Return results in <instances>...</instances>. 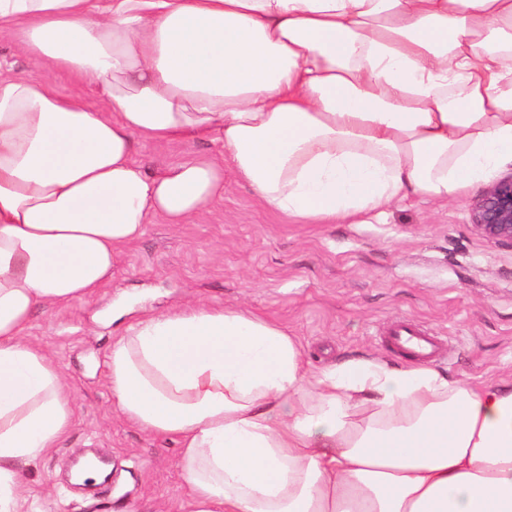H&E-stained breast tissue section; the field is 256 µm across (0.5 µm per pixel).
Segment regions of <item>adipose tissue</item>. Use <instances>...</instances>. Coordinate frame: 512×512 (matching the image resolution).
<instances>
[{
	"instance_id": "adipose-tissue-1",
	"label": "adipose tissue",
	"mask_w": 512,
	"mask_h": 512,
	"mask_svg": "<svg viewBox=\"0 0 512 512\" xmlns=\"http://www.w3.org/2000/svg\"><path fill=\"white\" fill-rule=\"evenodd\" d=\"M1 33L36 73L0 72V512L73 419L34 311L95 299L149 219L184 223L228 168L288 218L357 224L512 165V0H0ZM210 135L222 160L132 158ZM106 377L177 444L185 512H512V382L314 371L278 323L208 304L130 322Z\"/></svg>"
}]
</instances>
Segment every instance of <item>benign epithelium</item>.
Masks as SVG:
<instances>
[{
  "label": "benign epithelium",
  "mask_w": 512,
  "mask_h": 512,
  "mask_svg": "<svg viewBox=\"0 0 512 512\" xmlns=\"http://www.w3.org/2000/svg\"><path fill=\"white\" fill-rule=\"evenodd\" d=\"M471 224L481 236L512 246V174L485 188L473 205Z\"/></svg>",
  "instance_id": "benign-epithelium-1"
}]
</instances>
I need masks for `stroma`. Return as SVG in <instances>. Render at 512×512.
Instances as JSON below:
<instances>
[{
  "mask_svg": "<svg viewBox=\"0 0 512 512\" xmlns=\"http://www.w3.org/2000/svg\"><path fill=\"white\" fill-rule=\"evenodd\" d=\"M222 154L203 137L140 140L133 158L153 171ZM480 193L447 203L413 197L368 224H295L228 172L223 198L187 223L150 219L96 299L33 315L27 338L59 363L75 406L67 437L26 474L35 512H181L176 445L130 425L108 388L106 354L123 329L108 311L120 294L137 314L196 300L250 311L296 336L315 369L359 354L407 366L385 333L410 321L439 336L434 364L450 377L511 380L512 248L473 228ZM88 450L112 462L111 482L95 495L64 483L69 459Z\"/></svg>",
  "mask_w": 512,
  "mask_h": 512,
  "instance_id": "stroma-1",
  "label": "stroma"
}]
</instances>
